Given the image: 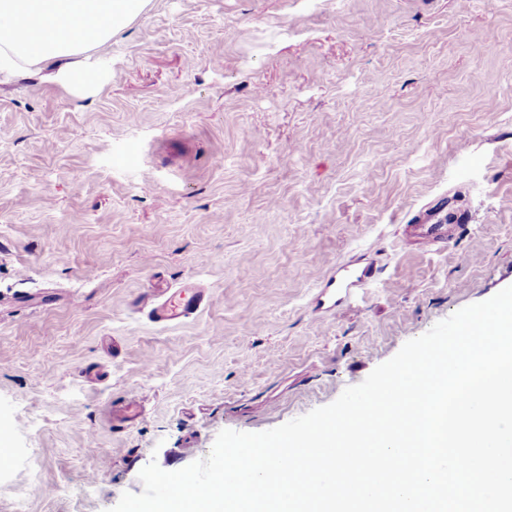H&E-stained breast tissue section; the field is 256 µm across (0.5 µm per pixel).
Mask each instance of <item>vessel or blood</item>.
Listing matches in <instances>:
<instances>
[{
    "label": "vessel or blood",
    "instance_id": "obj_1",
    "mask_svg": "<svg viewBox=\"0 0 512 512\" xmlns=\"http://www.w3.org/2000/svg\"><path fill=\"white\" fill-rule=\"evenodd\" d=\"M467 211L457 209L448 224H421L417 230L430 241L445 239L448 229L467 224ZM380 267L375 261L356 263L353 267L333 266L329 287L320 289L314 299L315 311H329L347 303L353 293L373 284L379 278ZM210 301L209 294L196 283H186L177 288H153L141 293L134 301L135 307L147 310L149 318L159 324L186 321L197 315Z\"/></svg>",
    "mask_w": 512,
    "mask_h": 512
}]
</instances>
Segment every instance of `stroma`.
Masks as SVG:
<instances>
[{
	"mask_svg": "<svg viewBox=\"0 0 512 512\" xmlns=\"http://www.w3.org/2000/svg\"><path fill=\"white\" fill-rule=\"evenodd\" d=\"M108 57L76 91L0 75V512H108L512 286V0H151ZM189 280L183 323L133 305ZM469 223L470 217L467 211L456 209L452 213L447 228L445 227L446 224H415L413 227L418 230L421 236L429 238L430 241L441 242L445 239L446 233L448 235L449 229L459 228L461 225ZM380 272V267L373 260L359 261L352 268L334 265L328 279L329 287L320 288L314 299V314L347 303L357 289L367 288L378 280Z\"/></svg>",
	"mask_w": 512,
	"mask_h": 512,
	"instance_id": "stroma-1",
	"label": "stroma"
}]
</instances>
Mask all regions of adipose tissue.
<instances>
[{
  "label": "adipose tissue",
  "instance_id": "adipose-tissue-1",
  "mask_svg": "<svg viewBox=\"0 0 512 512\" xmlns=\"http://www.w3.org/2000/svg\"><path fill=\"white\" fill-rule=\"evenodd\" d=\"M150 0H0V72L53 64L51 79L73 89L76 68H96L113 38ZM91 31L80 41L77 28Z\"/></svg>",
  "mask_w": 512,
  "mask_h": 512
}]
</instances>
